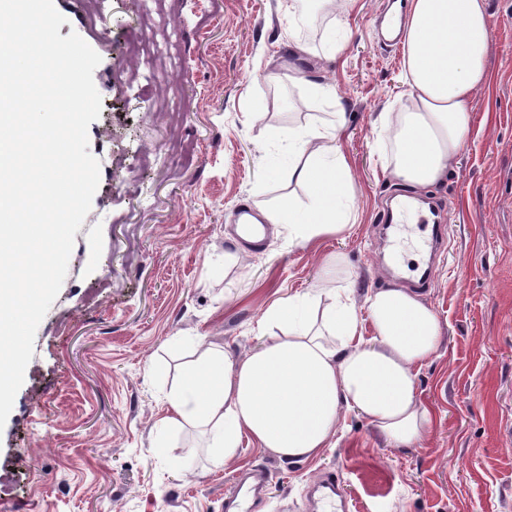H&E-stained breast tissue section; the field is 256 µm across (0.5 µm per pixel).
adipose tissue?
<instances>
[{
    "instance_id": "adipose-tissue-1",
    "label": "adipose tissue",
    "mask_w": 512,
    "mask_h": 512,
    "mask_svg": "<svg viewBox=\"0 0 512 512\" xmlns=\"http://www.w3.org/2000/svg\"><path fill=\"white\" fill-rule=\"evenodd\" d=\"M490 19L488 0L409 2V104L396 115V149L385 168L411 191L442 181L468 144L473 102L488 80ZM339 135V127L313 125L288 139V175L307 199H285L260 215L289 244L339 237L351 226L353 174ZM315 141V156L296 164ZM343 271L339 255H324L314 288L267 306L260 343L244 358L206 351L170 394L164 426L206 429L217 467L246 439L289 461L314 456L336 436L344 407L368 417L393 447L419 442L432 418L417 400L416 368L439 345V317L423 296L398 285L356 304L350 286L334 285ZM366 318L369 341L361 332Z\"/></svg>"
}]
</instances>
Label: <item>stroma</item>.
I'll list each match as a JSON object with an SVG mask.
<instances>
[{
    "mask_svg": "<svg viewBox=\"0 0 512 512\" xmlns=\"http://www.w3.org/2000/svg\"><path fill=\"white\" fill-rule=\"evenodd\" d=\"M288 2L97 0L91 14L54 0L60 35L101 57L88 129L100 182L0 428V512H224L252 468L270 482L255 512H315L308 492L328 473L348 512H512V0H489L469 144L418 193L422 223L394 232L382 218L407 191L384 169L394 144L381 118L409 88L402 47L376 28L385 0L339 15L304 0L293 25ZM326 84L338 103L318 94ZM337 122L355 224L305 247L271 232L240 255L241 206L306 197L268 176L287 133ZM327 253L345 257L356 302L396 284L437 312L441 343L416 385L431 427L394 448L351 410L309 459L247 442L213 466L204 429L162 427L168 394L205 350L257 347L267 304L311 288Z\"/></svg>",
    "mask_w": 512,
    "mask_h": 512,
    "instance_id": "obj_1",
    "label": "stroma"
}]
</instances>
